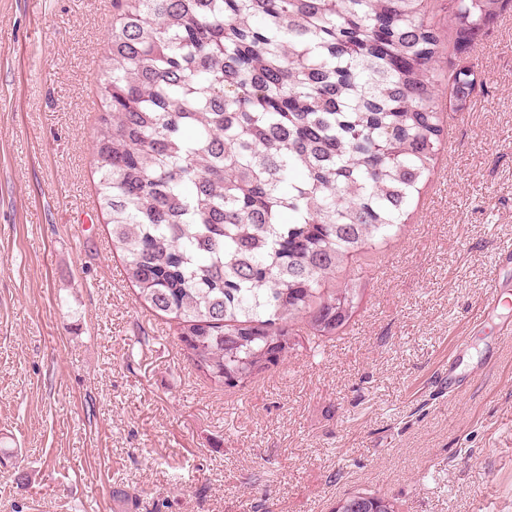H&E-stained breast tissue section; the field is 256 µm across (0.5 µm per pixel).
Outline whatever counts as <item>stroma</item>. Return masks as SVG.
Returning <instances> with one entry per match:
<instances>
[{
    "label": "stroma",
    "instance_id": "1",
    "mask_svg": "<svg viewBox=\"0 0 512 512\" xmlns=\"http://www.w3.org/2000/svg\"><path fill=\"white\" fill-rule=\"evenodd\" d=\"M112 14L0 0V512H333L358 492L512 512V291L482 314L512 281V12L472 54V103L443 112L405 232L340 273L347 327L244 389L199 377L110 248L93 136Z\"/></svg>",
    "mask_w": 512,
    "mask_h": 512
}]
</instances>
